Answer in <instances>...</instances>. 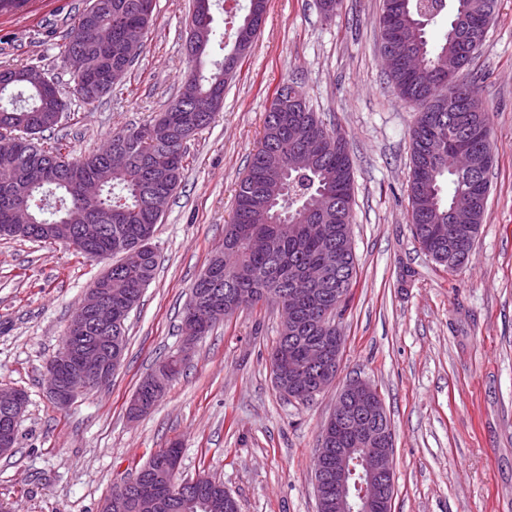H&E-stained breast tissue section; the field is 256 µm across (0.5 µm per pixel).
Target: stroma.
Listing matches in <instances>:
<instances>
[{
    "label": "stroma",
    "mask_w": 512,
    "mask_h": 512,
    "mask_svg": "<svg viewBox=\"0 0 512 512\" xmlns=\"http://www.w3.org/2000/svg\"><path fill=\"white\" fill-rule=\"evenodd\" d=\"M193 0H157L133 69L87 105L62 61L86 0H27L0 14V63L45 69L67 110L49 142L77 157L153 119L181 86ZM382 0H268L261 33L224 88L213 121L187 144L182 181L151 245L154 280L126 321L111 382L56 406L45 365L88 288L112 258L61 242L0 237V387L24 390L15 451L0 457L9 512H98L155 450L180 442L179 477L223 483L239 512H317L319 429L350 380L380 392L393 432L392 512H512V0H499L465 72L490 112V194L466 265L436 264L415 240L408 184L417 114L390 91L376 19ZM300 86L327 128L347 138L354 171L357 277L340 320L333 384L301 403L276 386L270 353L280 312L269 302L199 339L154 409L126 408L140 381L176 353L191 289L224 240L235 190L282 83Z\"/></svg>",
    "instance_id": "35a3bbf8"
}]
</instances>
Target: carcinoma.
Returning a JSON list of instances; mask_svg holds the SVG:
<instances>
[{"label":"carcinoma","mask_w":512,"mask_h":512,"mask_svg":"<svg viewBox=\"0 0 512 512\" xmlns=\"http://www.w3.org/2000/svg\"><path fill=\"white\" fill-rule=\"evenodd\" d=\"M424 9L421 0H383L378 18L380 49L392 48L399 57L397 69L387 74L397 96L419 112L412 130V176L409 186L413 236L433 260L448 253V244L470 251L474 239L468 230L449 223L448 211L461 197L483 217L488 194L475 186V176L457 168L456 144L469 131L483 132L473 147L478 157L492 149L489 112L478 87L457 79V93L467 101L469 111L437 106L452 95L440 82L438 70L448 55L460 58L465 69L475 51L462 47L464 38L455 22L465 16L470 25L489 26L498 0H451L449 8ZM142 0H89L71 28L63 57L83 56L84 69L72 73L73 91L86 104H93L112 91L101 85L102 75L115 68L130 71L134 62L126 59L125 38L145 36L153 15L141 12ZM449 14L448 26L433 44L426 27ZM200 24L202 44L193 65L181 77L179 93L162 115L164 127L149 121L116 132L101 151L69 157L62 145L41 142V134L59 124L57 114L66 103L57 86L48 87V73L33 65L0 66V225L53 224L55 240L68 243L89 258L121 255L127 246L144 245L143 235L155 232L160 216L148 204L152 191L173 193L184 170L185 149L191 136L184 133L192 100L224 87V64L205 68V57L215 39L211 11L194 15ZM305 111L292 121L280 123L275 113H266L260 144L250 158L247 172L238 184L230 224L224 242L210 264L222 268V278L212 289L214 296L228 303L236 298L239 308L261 302L288 304L294 301L302 315L324 303L311 289L306 272L327 262L325 249L341 237L350 238L352 223L353 169L349 146L339 131L327 130L316 112L304 103ZM442 143L441 152L430 157V143ZM281 180L286 198L270 201L263 195L266 183ZM83 224L101 227L93 246L82 242L78 231ZM264 235L270 246L253 252L247 240ZM156 252L150 250L142 261L125 266L112 264V278L123 288L112 293V335L119 337L125 352V322L154 278ZM342 292L331 302L345 309L356 277L352 248L341 260ZM200 495L210 510L186 509L177 499H163L153 512H238L236 501L224 486L211 479Z\"/></svg>","instance_id":"cac0c4a2"}]
</instances>
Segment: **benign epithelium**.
Returning a JSON list of instances; mask_svg holds the SVG:
<instances>
[{
  "instance_id": "7a95c632",
  "label": "benign epithelium",
  "mask_w": 512,
  "mask_h": 512,
  "mask_svg": "<svg viewBox=\"0 0 512 512\" xmlns=\"http://www.w3.org/2000/svg\"><path fill=\"white\" fill-rule=\"evenodd\" d=\"M194 316L183 325L179 353L183 362L192 351L201 330L210 318L224 313V304L215 309L193 303ZM342 342L333 336L308 343L303 361L288 352L279 355L274 371L277 382L293 393L315 395L337 377ZM121 354L112 351V270L101 274L89 288L67 328V344L46 366L47 390L54 402L69 405L79 395L112 379ZM173 376L171 361L158 365L145 379L146 389L156 395L165 390ZM27 396L20 389L0 387V455L12 452L16 425L25 411ZM330 421L336 423V444L324 442L318 449L315 470L318 512H379L390 500L394 488L392 431L382 399L372 384L353 379L342 389ZM356 444L345 447V440ZM181 448L173 445L161 452L149 485L140 489L139 500L154 497L161 490L172 497L188 495L186 484L177 480ZM136 485L131 480L104 499L100 512H129L132 504L125 490Z\"/></svg>"
}]
</instances>
